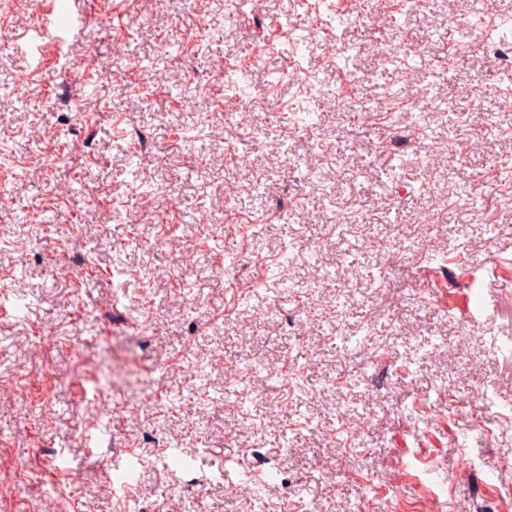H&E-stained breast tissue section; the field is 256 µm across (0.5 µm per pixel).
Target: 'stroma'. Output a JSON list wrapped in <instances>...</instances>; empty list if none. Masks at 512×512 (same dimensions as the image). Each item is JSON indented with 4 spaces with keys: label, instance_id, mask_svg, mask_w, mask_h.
Listing matches in <instances>:
<instances>
[{
    "label": "stroma",
    "instance_id": "1",
    "mask_svg": "<svg viewBox=\"0 0 512 512\" xmlns=\"http://www.w3.org/2000/svg\"><path fill=\"white\" fill-rule=\"evenodd\" d=\"M488 2L0 12V512H512V65L475 49L512 45V0Z\"/></svg>",
    "mask_w": 512,
    "mask_h": 512
}]
</instances>
